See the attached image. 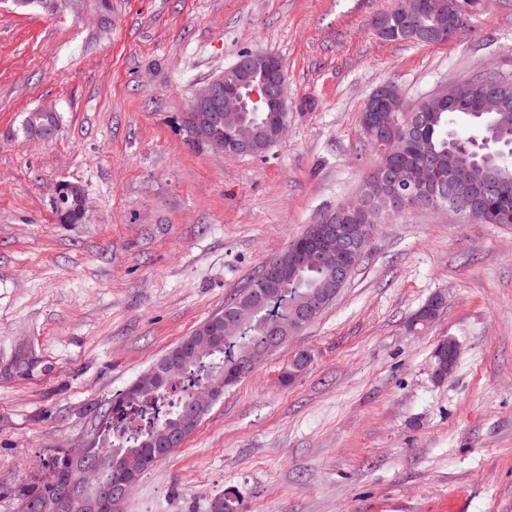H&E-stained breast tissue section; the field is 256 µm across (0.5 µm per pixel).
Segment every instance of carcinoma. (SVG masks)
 <instances>
[{
  "label": "carcinoma",
  "mask_w": 512,
  "mask_h": 512,
  "mask_svg": "<svg viewBox=\"0 0 512 512\" xmlns=\"http://www.w3.org/2000/svg\"><path fill=\"white\" fill-rule=\"evenodd\" d=\"M411 8L410 0H395V5L377 18L388 28L384 40L389 42H414L404 33L402 10ZM425 118L423 131L417 135L412 153L398 165L401 176L406 177L418 162H434L443 169L453 164L463 175L458 186L462 192L478 193L487 185V175L495 174L505 180L503 188L490 187L487 208L480 214L467 212L462 218L481 224H512V83L499 82L495 77H485L476 82L456 84L450 92L421 100L414 105ZM464 114L472 122L473 145L453 127V116ZM270 118L267 112H226L221 125L212 129L224 137V128L249 127L259 153L272 147L264 133ZM58 127L56 113L43 110L29 112L22 122L24 133L33 135L43 131L55 132ZM364 138L373 160L365 174L361 192L382 212L390 210L384 188V168L389 163L377 149V140L362 127ZM66 193L52 198L54 215L60 224L82 223L75 205L84 188L65 181ZM288 268L286 277L278 282H267L260 274L247 288L251 293L246 315L233 328L224 330V339L211 337L207 325L214 319L209 316L201 326L179 344L194 340L195 344L208 343L203 354L186 352L179 358L177 373L164 385L142 387L131 393L117 394L102 411L101 432L97 451L108 459H121L144 473L160 460L168 457L165 449L156 444L167 435L191 423L195 430L206 413L196 405L198 392L213 386L224 390V376L228 368L261 348L268 325L279 323L288 328L297 302L320 293L336 278V257L331 254L317 266L292 265L288 252L277 256ZM437 314L424 303L410 317L407 329L413 333L426 329ZM36 360L27 353L19 352L7 368L8 375L23 378L29 375ZM431 366L440 380L448 378V344L437 343L431 355ZM47 475L17 491L19 502L38 506V512H85L81 503L62 495L64 474L69 469L66 455L47 463ZM210 512H240L237 495L216 498L210 504Z\"/></svg>",
  "instance_id": "obj_1"
}]
</instances>
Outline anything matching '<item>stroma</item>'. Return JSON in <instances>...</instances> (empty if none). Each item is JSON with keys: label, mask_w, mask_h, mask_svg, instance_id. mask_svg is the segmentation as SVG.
<instances>
[{"label": "stroma", "mask_w": 512, "mask_h": 512, "mask_svg": "<svg viewBox=\"0 0 512 512\" xmlns=\"http://www.w3.org/2000/svg\"><path fill=\"white\" fill-rule=\"evenodd\" d=\"M394 0H0V512L169 348L249 286L315 215L359 193V115L512 81V0H476L457 40L378 38ZM245 51L277 56L288 133L263 156L187 141L194 89ZM51 109L52 139L25 135ZM85 223H58V182ZM445 306L422 333L410 316ZM454 339L443 382L430 353ZM28 352L27 377L4 375ZM312 361L282 382L299 352ZM512 512V224L413 211L380 225L336 300L227 389L123 512ZM45 110L51 113H47L44 110L27 113L22 122V130L24 133L29 135H38L43 131L50 130L49 138L53 136L58 127V118L56 113L52 110ZM437 299L440 302V308L437 313H434L429 307L431 299ZM445 299L441 293L433 294L419 309L410 317L407 323V329L410 332L417 333L426 329L433 320L437 317L439 312L444 307Z\"/></svg>", "instance_id": "1"}]
</instances>
